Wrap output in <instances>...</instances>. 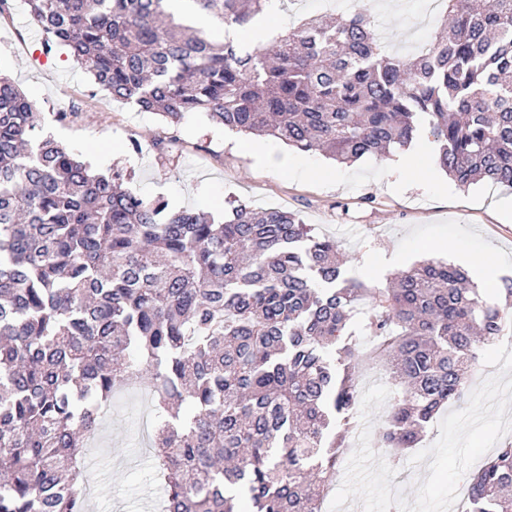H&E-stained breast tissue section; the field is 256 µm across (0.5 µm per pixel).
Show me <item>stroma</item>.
I'll use <instances>...</instances> for the list:
<instances>
[{
    "instance_id": "stroma-1",
    "label": "stroma",
    "mask_w": 512,
    "mask_h": 512,
    "mask_svg": "<svg viewBox=\"0 0 512 512\" xmlns=\"http://www.w3.org/2000/svg\"><path fill=\"white\" fill-rule=\"evenodd\" d=\"M401 2L393 11L379 5L374 18L390 43L410 54L441 21L428 17L419 0ZM44 40L24 0H12L9 16L0 19V66L35 101L44 133L97 171L130 172L128 186L140 195L218 218L233 201L297 213L316 233L341 243L351 276L361 279L366 269H376L377 286L416 261L447 258L452 242L463 243L470 261L496 263L500 277H512V222L503 221L499 210L512 190L457 186L434 166L436 146L427 138L382 159L340 164L269 136L215 127L200 113L171 127L155 113L112 99L77 66L67 46L48 47ZM73 107L77 117L58 121V112ZM159 139L172 141V148L156 150ZM248 143L262 145L266 158L250 156ZM147 402L141 388L113 397L99 471L89 476L92 512H152L163 495L153 452L138 442Z\"/></svg>"
}]
</instances>
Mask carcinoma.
<instances>
[{"label": "carcinoma", "instance_id": "carcinoma-1", "mask_svg": "<svg viewBox=\"0 0 512 512\" xmlns=\"http://www.w3.org/2000/svg\"><path fill=\"white\" fill-rule=\"evenodd\" d=\"M190 2L248 28L273 0ZM446 2L448 33L414 55L387 49L367 5L271 34L269 57L165 0H25L113 98L170 125L201 112L340 163L424 135L459 186L512 189V0ZM40 127L0 69V512H86L84 438L130 376L153 396L165 512H320L358 360L403 384L382 433L396 457L467 400L468 372L512 329V278L491 299L427 259L372 288L293 212L171 209ZM457 512H512V443Z\"/></svg>", "mask_w": 512, "mask_h": 512}]
</instances>
